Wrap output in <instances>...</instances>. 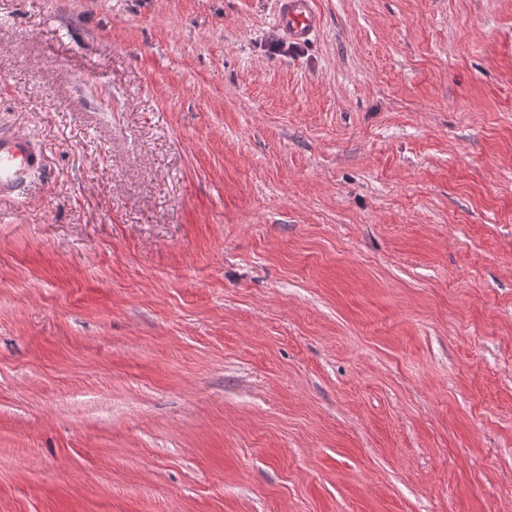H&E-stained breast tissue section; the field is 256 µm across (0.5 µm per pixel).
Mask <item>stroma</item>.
I'll use <instances>...</instances> for the list:
<instances>
[{
	"label": "stroma",
	"instance_id": "1",
	"mask_svg": "<svg viewBox=\"0 0 512 512\" xmlns=\"http://www.w3.org/2000/svg\"><path fill=\"white\" fill-rule=\"evenodd\" d=\"M0 0V512H512V0ZM277 29L293 44H304L320 27L314 0H278ZM43 169L40 148L23 129L0 130V199H14Z\"/></svg>",
	"mask_w": 512,
	"mask_h": 512
}]
</instances>
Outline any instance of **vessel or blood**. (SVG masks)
<instances>
[{"mask_svg": "<svg viewBox=\"0 0 512 512\" xmlns=\"http://www.w3.org/2000/svg\"><path fill=\"white\" fill-rule=\"evenodd\" d=\"M277 29L289 42L310 41L320 26L315 0H277ZM43 168L40 148L21 129L0 130V199L18 197Z\"/></svg>", "mask_w": 512, "mask_h": 512, "instance_id": "obj_1", "label": "vessel or blood"}]
</instances>
